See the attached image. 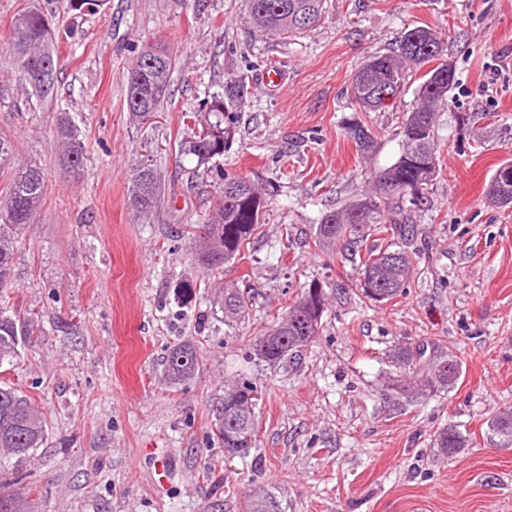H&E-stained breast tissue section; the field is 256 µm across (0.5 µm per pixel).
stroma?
<instances>
[{"mask_svg": "<svg viewBox=\"0 0 512 512\" xmlns=\"http://www.w3.org/2000/svg\"><path fill=\"white\" fill-rule=\"evenodd\" d=\"M29 5L56 16L60 70L47 103L20 89L6 48L12 17ZM424 25L439 33L456 83L437 116L438 174L431 210L414 218L410 283L374 305L358 292V257L342 242L317 248L315 221L398 158L415 88L366 114L376 147L365 157L345 132L357 111L350 83L369 55ZM148 44L176 64L168 98L136 124L124 76ZM243 70L248 91L219 166L270 201L243 253L211 273L196 265L191 234L217 206L219 180L178 158L177 144L190 133L185 113ZM269 70L277 84L265 82ZM63 112L84 151L77 175L58 146ZM1 132L15 141V164L48 176L5 299L35 332L0 365V381L47 419L43 447L0 464V490L23 492V512H249L260 494L283 512H512V447L487 427L512 407V207L486 195L512 160V0H327L291 40L252 26L246 0H106L84 14L66 0H0ZM141 159L161 175L146 221L128 204ZM284 232L285 253H270ZM314 280L329 302L319 336L298 364L259 363L253 341ZM185 282L194 293H179ZM228 284L254 293L231 327L220 305ZM187 337L199 366L173 386L164 357ZM403 343L457 359L456 388L388 399ZM243 380L258 389V431L231 456L214 430L225 384ZM451 425L468 446L449 458L433 443Z\"/></svg>", "mask_w": 512, "mask_h": 512, "instance_id": "35a3bbf8", "label": "stroma"}]
</instances>
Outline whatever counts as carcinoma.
<instances>
[{
  "mask_svg": "<svg viewBox=\"0 0 512 512\" xmlns=\"http://www.w3.org/2000/svg\"><path fill=\"white\" fill-rule=\"evenodd\" d=\"M326 0H247L250 22L262 31L282 39L306 32L319 20ZM52 19L39 10H27L12 20L8 50L18 82L40 99L53 97L58 62L53 57ZM441 45L436 31L428 26L406 30L395 47L365 59L355 72L351 96L361 112L382 111L397 100L416 71L435 61L416 90V106L404 114L401 125V152L391 166L372 176L374 189L351 205L321 215L315 230V244L331 246L356 236L368 224L381 233L392 229L397 241L366 252L361 259V294L375 303H387L400 296L413 269L410 247L415 235L413 214L429 207V186L437 173L436 112L448 105V92L456 84L452 64L439 61ZM175 66L172 54L151 47L140 52L125 75L127 109L138 121L151 118L164 101ZM247 92V76L234 74L224 82V92L203 99L193 113L197 130L179 142V155L196 159V168L212 171V160L224 156L232 131L233 108ZM357 128L365 137L356 141L364 155L375 149L373 129L360 118L351 120L346 130ZM58 135L73 170L83 166L77 130L67 113L59 119ZM15 143L0 135V299L13 287L14 255L18 237L35 222V214L46 190V175L35 164L14 168ZM222 200L204 224L195 225L205 246L197 252L198 263L218 270L241 254L258 229L268 201L265 189L248 177L216 172ZM491 199L506 208L512 205V163L502 164L488 186ZM160 196V181L149 162L136 166L128 202L136 216L148 219ZM251 292L235 286L224 287V324L231 327L249 310ZM326 308L321 284L312 282L280 321L253 343V355L270 367L283 368L301 359L305 348L319 335ZM32 335L29 324L0 310V366L18 356V345ZM394 362L408 370L393 384L394 397L407 398L448 391L461 376L454 357L440 354L425 357L423 348L401 346L394 350ZM198 366L197 350L190 340L168 349L167 378L177 385ZM255 392L253 383L242 381L224 388V405L219 412L215 435L230 454L251 448L246 438L255 436ZM488 428L501 444L512 446V408L498 410L488 420ZM47 437V424L33 398L7 384L0 385V462L21 459L40 447ZM436 447L450 458L466 447V437L456 427L441 430Z\"/></svg>",
  "mask_w": 512,
  "mask_h": 512,
  "instance_id": "obj_1",
  "label": "carcinoma"
}]
</instances>
